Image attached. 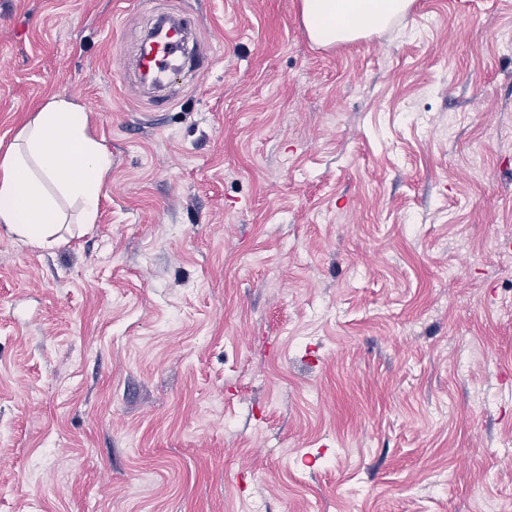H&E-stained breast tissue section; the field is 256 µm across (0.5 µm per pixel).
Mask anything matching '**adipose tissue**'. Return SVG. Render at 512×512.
<instances>
[{
    "label": "adipose tissue",
    "instance_id": "1",
    "mask_svg": "<svg viewBox=\"0 0 512 512\" xmlns=\"http://www.w3.org/2000/svg\"><path fill=\"white\" fill-rule=\"evenodd\" d=\"M412 0H301L310 39L350 42L386 29ZM111 159L88 131L84 109L62 97L42 106L0 155V228L42 248L59 245L60 199L76 201L83 223H94Z\"/></svg>",
    "mask_w": 512,
    "mask_h": 512
}]
</instances>
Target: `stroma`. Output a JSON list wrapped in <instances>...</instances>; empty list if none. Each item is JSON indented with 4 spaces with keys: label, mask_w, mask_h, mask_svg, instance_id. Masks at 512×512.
I'll return each instance as SVG.
<instances>
[{
    "label": "stroma",
    "mask_w": 512,
    "mask_h": 512,
    "mask_svg": "<svg viewBox=\"0 0 512 512\" xmlns=\"http://www.w3.org/2000/svg\"><path fill=\"white\" fill-rule=\"evenodd\" d=\"M55 96L112 167L0 229V512H512V0H0V154ZM412 0H301L302 21L319 45L354 41L385 30L406 15ZM175 23L178 27L169 31H163L162 37L156 38L149 44H142L139 54L136 58V65L141 74L144 72L156 78L152 86L158 91H164L168 84L166 82L171 75L168 69L170 63L179 61L182 58V33L188 27V22L184 19H178Z\"/></svg>",
    "instance_id": "1"
}]
</instances>
